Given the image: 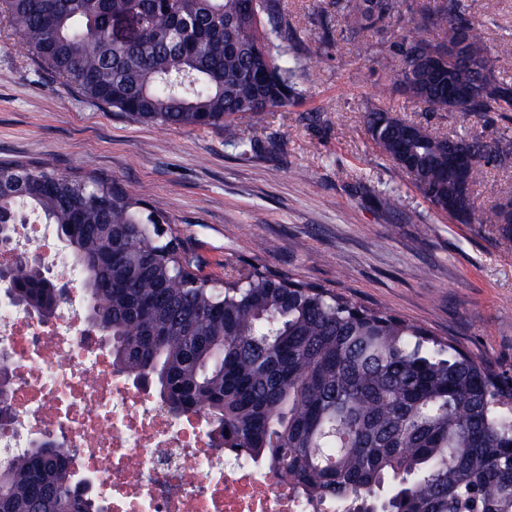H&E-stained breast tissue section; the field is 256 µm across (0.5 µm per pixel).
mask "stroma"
Here are the masks:
<instances>
[{
	"label": "stroma",
	"instance_id": "35a3bbf8",
	"mask_svg": "<svg viewBox=\"0 0 512 512\" xmlns=\"http://www.w3.org/2000/svg\"><path fill=\"white\" fill-rule=\"evenodd\" d=\"M489 45L512 41V0H468ZM306 57L288 108L237 119L252 151L217 128L129 121L39 72L0 15V158L94 171L163 203L203 274L261 262L386 309L512 375V237L438 213L373 145L367 101L436 135L512 137L495 113L427 112L390 90L359 45L340 35L331 0H283ZM336 47L323 49V33ZM512 192V162L488 166L481 213ZM394 195L397 207L377 205Z\"/></svg>",
	"mask_w": 512,
	"mask_h": 512
}]
</instances>
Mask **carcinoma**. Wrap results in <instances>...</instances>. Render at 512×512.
Segmentation results:
<instances>
[{"label": "carcinoma", "mask_w": 512, "mask_h": 512, "mask_svg": "<svg viewBox=\"0 0 512 512\" xmlns=\"http://www.w3.org/2000/svg\"><path fill=\"white\" fill-rule=\"evenodd\" d=\"M36 65L132 122L221 128L288 107L303 49L283 0H0ZM340 31L370 44L397 91L429 112L512 113V83L467 17L464 0H334ZM132 14L139 36L112 38ZM463 45L464 55L448 50ZM369 136L438 212L471 223L448 156L484 168L512 158V139L436 136L382 105ZM502 197L480 224L512 236ZM56 225L84 277L88 319L110 337L113 365L148 380L175 415L202 412L213 434L264 461L310 499L342 512H512V379L451 341L265 265L220 281L198 277L158 204L105 174L0 160L3 235L24 213ZM13 300L54 314L63 294L35 262H15ZM71 448L48 439L0 466V512H93Z\"/></svg>", "instance_id": "obj_1"}]
</instances>
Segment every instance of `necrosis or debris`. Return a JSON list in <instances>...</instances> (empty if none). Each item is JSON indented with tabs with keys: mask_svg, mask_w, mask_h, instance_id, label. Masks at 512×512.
<instances>
[{
	"mask_svg": "<svg viewBox=\"0 0 512 512\" xmlns=\"http://www.w3.org/2000/svg\"><path fill=\"white\" fill-rule=\"evenodd\" d=\"M27 243L43 269L67 272L71 287L48 318L0 299V361L10 379L0 462L39 440H63L103 512H336L334 501H310L267 466L217 447L203 415H171L116 373L88 328L83 277L55 225H16L13 249Z\"/></svg>",
	"mask_w": 512,
	"mask_h": 512,
	"instance_id": "necrosis-or-debris-1",
	"label": "necrosis or debris"
}]
</instances>
